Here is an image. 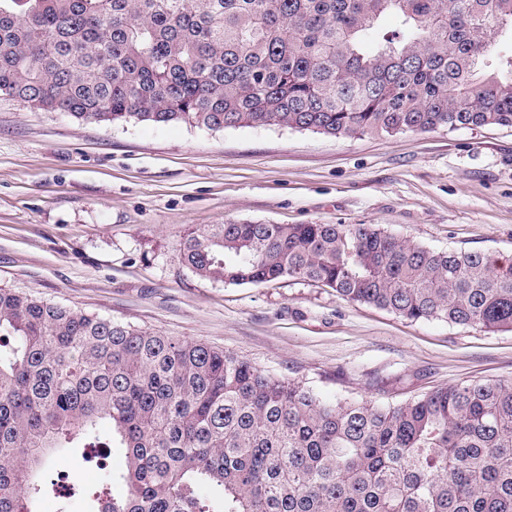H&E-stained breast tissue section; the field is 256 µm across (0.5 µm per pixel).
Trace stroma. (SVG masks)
Instances as JSON below:
<instances>
[{"label":"stroma","mask_w":512,"mask_h":512,"mask_svg":"<svg viewBox=\"0 0 512 512\" xmlns=\"http://www.w3.org/2000/svg\"><path fill=\"white\" fill-rule=\"evenodd\" d=\"M376 224L512 258V128L335 138L279 127L88 124L0 95V287L202 340L323 398L512 381V330L412 322L285 279L199 278L205 224Z\"/></svg>","instance_id":"35a3bbf8"}]
</instances>
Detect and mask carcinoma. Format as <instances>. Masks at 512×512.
Here are the masks:
<instances>
[{
	"mask_svg": "<svg viewBox=\"0 0 512 512\" xmlns=\"http://www.w3.org/2000/svg\"><path fill=\"white\" fill-rule=\"evenodd\" d=\"M393 15L399 27L380 20ZM512 0H0V95L89 123L336 138L512 127ZM202 279H296L410 321L512 329V263L376 224L189 230ZM90 512H512V382L325 400L200 341L0 288V512H37L63 448ZM76 465H81V472L84 475V483L95 484L103 477L105 471L100 470L95 463L85 464L81 458V448H71L68 453H58L50 458L46 467L45 475L47 481L57 480V476L70 473Z\"/></svg>",
	"mask_w": 512,
	"mask_h": 512,
	"instance_id": "1",
	"label": "carcinoma"
}]
</instances>
